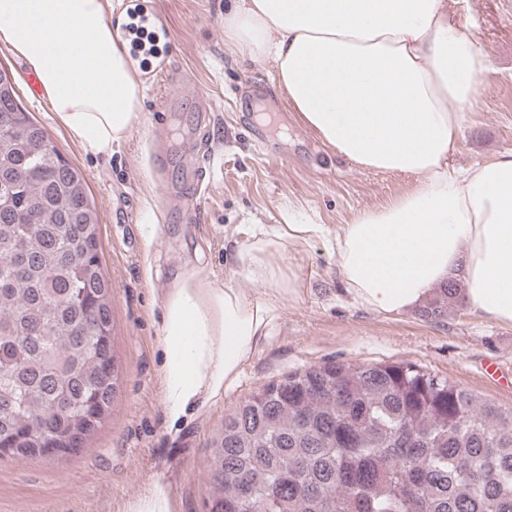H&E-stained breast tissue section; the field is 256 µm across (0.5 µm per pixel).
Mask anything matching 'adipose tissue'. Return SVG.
<instances>
[{"instance_id":"obj_1","label":"adipose tissue","mask_w":512,"mask_h":512,"mask_svg":"<svg viewBox=\"0 0 512 512\" xmlns=\"http://www.w3.org/2000/svg\"><path fill=\"white\" fill-rule=\"evenodd\" d=\"M109 0H0V44L37 74L85 153L111 155L141 112L140 69ZM224 37L275 70L290 111L364 169L416 176L384 206L356 215L332 248L353 300L400 315L463 279L483 316L512 324V150L454 169V152L490 60L448 0H226ZM324 228L255 224L234 244L236 278L259 297L179 276L164 296V410L185 419L223 396L302 284L284 260Z\"/></svg>"}]
</instances>
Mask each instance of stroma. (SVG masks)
I'll return each mask as SVG.
<instances>
[{"mask_svg":"<svg viewBox=\"0 0 512 512\" xmlns=\"http://www.w3.org/2000/svg\"><path fill=\"white\" fill-rule=\"evenodd\" d=\"M169 36L167 58H143L141 121L112 157L85 154L59 122L30 70L0 45V67L61 154L81 172L100 224V257L112 284L114 347L122 392L110 419L79 454L62 460H0V512H128L156 482L167 483L175 512H204V466L225 416L252 393L290 373L329 362H409L503 407L512 383L487 375L489 362L512 373V325L470 304L435 322L419 312L389 317L346 293L329 240L358 212L412 187V175L365 170L324 145L287 109L272 63L244 56L224 39V0H144ZM492 67L478 80L469 124L452 163L466 167L512 149V0H448ZM170 64L193 81L190 94L163 111L168 91L154 73ZM208 99L210 181L193 187L189 153L197 97ZM260 130L254 138L252 130ZM320 224L322 237L289 268L298 297L284 299L268 338L238 381L201 415L173 424L163 407L158 342L163 297L176 277L232 278L231 241L252 224Z\"/></svg>","mask_w":512,"mask_h":512,"instance_id":"obj_1","label":"stroma"}]
</instances>
